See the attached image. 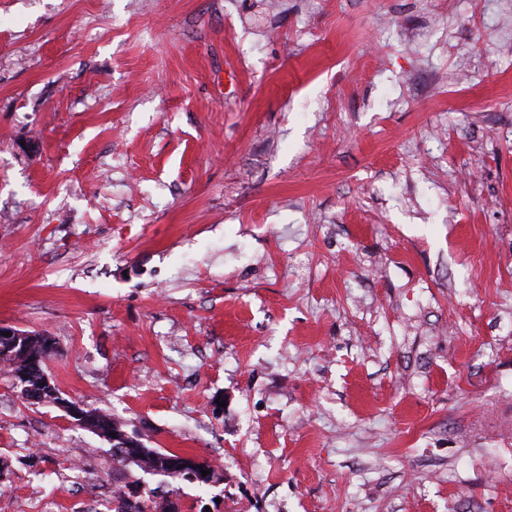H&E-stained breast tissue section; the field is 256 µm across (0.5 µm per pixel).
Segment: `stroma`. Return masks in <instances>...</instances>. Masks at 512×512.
<instances>
[{
  "instance_id": "obj_1",
  "label": "stroma",
  "mask_w": 512,
  "mask_h": 512,
  "mask_svg": "<svg viewBox=\"0 0 512 512\" xmlns=\"http://www.w3.org/2000/svg\"><path fill=\"white\" fill-rule=\"evenodd\" d=\"M512 0H0V322L209 462L180 512H512ZM112 444L0 365V498Z\"/></svg>"
}]
</instances>
